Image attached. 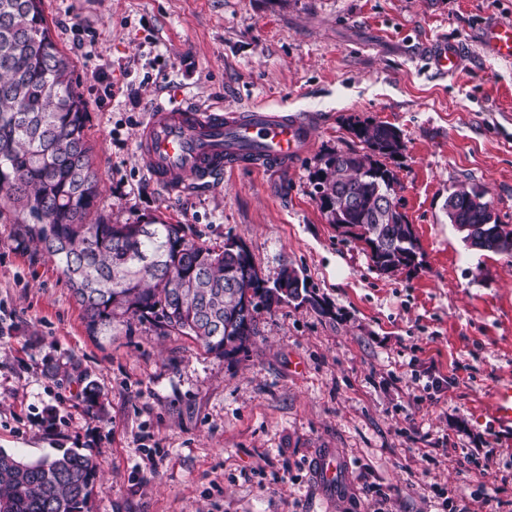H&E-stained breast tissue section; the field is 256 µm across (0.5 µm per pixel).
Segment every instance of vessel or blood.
Listing matches in <instances>:
<instances>
[{
  "mask_svg": "<svg viewBox=\"0 0 512 512\" xmlns=\"http://www.w3.org/2000/svg\"><path fill=\"white\" fill-rule=\"evenodd\" d=\"M483 46L512 60V21L480 22ZM465 53L460 43H437L428 65L440 74H456ZM313 118L249 107L240 111L203 109L190 101L155 103L138 135L146 169L163 190L176 193L213 183L238 168L277 170L307 152ZM496 417L512 425V383L493 394Z\"/></svg>",
  "mask_w": 512,
  "mask_h": 512,
  "instance_id": "1",
  "label": "vessel or blood"
}]
</instances>
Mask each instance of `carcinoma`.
<instances>
[{
    "label": "carcinoma",
    "mask_w": 512,
    "mask_h": 512,
    "mask_svg": "<svg viewBox=\"0 0 512 512\" xmlns=\"http://www.w3.org/2000/svg\"><path fill=\"white\" fill-rule=\"evenodd\" d=\"M41 4L0 0V204L22 213L19 237L56 263L90 334L147 323L216 358L245 351L256 315L307 288L296 277L267 285L251 253L231 248L230 239L205 245L181 224H119L98 214L85 103ZM351 131L361 148L327 156L316 173L321 207L366 244L379 273L414 267L413 226L395 199V174L380 162L400 153L401 136L382 123ZM445 207L468 247L512 255V228L498 222L483 193L462 186ZM95 480L93 461L74 448L36 461L0 449V512H89Z\"/></svg>",
    "instance_id": "1"
}]
</instances>
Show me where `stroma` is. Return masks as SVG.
I'll use <instances>...</instances> for the list:
<instances>
[{
    "mask_svg": "<svg viewBox=\"0 0 512 512\" xmlns=\"http://www.w3.org/2000/svg\"><path fill=\"white\" fill-rule=\"evenodd\" d=\"M87 104L99 212L157 216L207 244L249 248L263 277L296 269L315 304L257 316L228 359L145 325L90 336L56 264L0 207V449L28 460L76 448L97 467L90 512H478L492 456L512 512V427L492 394L512 382V256L465 245L443 209L465 185L512 225V62L481 47V17L512 0H42ZM461 43L453 76L428 71L435 38ZM317 117L312 151L281 171L225 173L172 195L144 168L137 131L178 96ZM388 124L386 165L421 263L379 273L330 224L314 190L325 155L356 148L353 122ZM447 376L438 400L427 369ZM99 387L102 411L81 397ZM345 478L329 488L320 459Z\"/></svg>",
    "mask_w": 512,
    "mask_h": 512,
    "instance_id": "obj_1",
    "label": "stroma"
}]
</instances>
